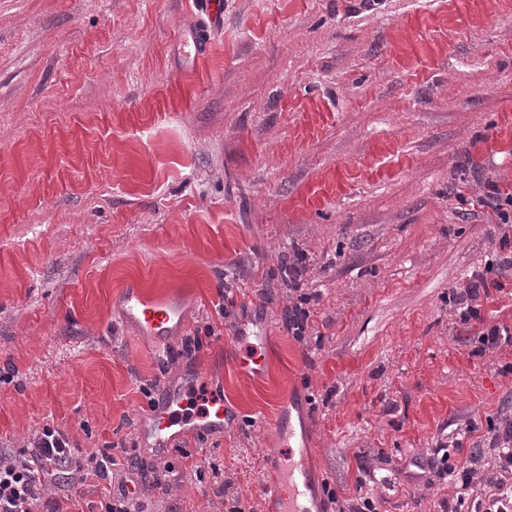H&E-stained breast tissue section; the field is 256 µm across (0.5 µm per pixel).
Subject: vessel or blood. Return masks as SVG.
Masks as SVG:
<instances>
[{"label":"vessel or blood","mask_w":512,"mask_h":512,"mask_svg":"<svg viewBox=\"0 0 512 512\" xmlns=\"http://www.w3.org/2000/svg\"><path fill=\"white\" fill-rule=\"evenodd\" d=\"M118 311L122 321L137 335L151 339L162 355L168 353L188 326L181 302L172 297L148 296L135 284L124 289ZM162 392L163 406L150 419L142 421L139 428L142 442L156 456H165L174 443L190 442L226 426L227 413L221 393L209 392L205 411L189 420L183 414L187 403L185 388L167 383ZM282 444L288 450L287 462L270 474L266 486L273 512H321L308 476L311 448L307 435L285 430Z\"/></svg>","instance_id":"obj_1"}]
</instances>
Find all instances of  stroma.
Segmentation results:
<instances>
[{
  "label": "stroma",
  "instance_id": "obj_1",
  "mask_svg": "<svg viewBox=\"0 0 512 512\" xmlns=\"http://www.w3.org/2000/svg\"><path fill=\"white\" fill-rule=\"evenodd\" d=\"M222 2L213 26L195 0H0V461L50 425L111 461L45 466L39 512H99L140 466L166 483L143 512H269L286 414L324 512H457L443 455L490 492L512 424V346L476 338L512 292L467 324L451 300L502 236L473 202L512 186V0ZM132 280L199 350L122 322ZM163 380L223 386L232 425L153 458ZM494 448L498 458L500 471L506 474L512 473V427L505 428L502 433H495L493 438Z\"/></svg>",
  "mask_w": 512,
  "mask_h": 512
}]
</instances>
